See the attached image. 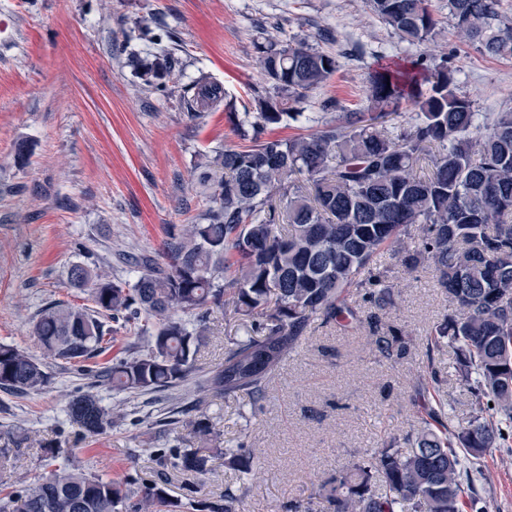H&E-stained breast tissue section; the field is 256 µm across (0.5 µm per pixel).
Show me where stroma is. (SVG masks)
<instances>
[{"instance_id":"35a3bbf8","label":"stroma","mask_w":512,"mask_h":512,"mask_svg":"<svg viewBox=\"0 0 512 512\" xmlns=\"http://www.w3.org/2000/svg\"><path fill=\"white\" fill-rule=\"evenodd\" d=\"M441 29L433 48L457 71V92L478 112L512 109V59L496 60L460 43L446 0H431ZM303 38L337 55L340 66L305 103L321 113L331 98L343 109L367 106V79L377 57L403 61L421 54L401 41L364 0H0V342L42 351L30 334L51 302L82 305L68 270L83 262L117 282L133 280L121 254L158 255L171 224H189L208 206L199 182L202 155L241 146L224 110L190 117L183 93L200 73L221 84L237 112L256 109L262 87L256 45L267 38ZM170 54L176 66L166 92L145 87L138 64ZM380 266L394 286L388 317L411 342L399 362L368 354L365 330L318 326L277 372L260 405L246 398L213 401L208 410L221 445L247 439L259 453V478L215 459L203 476L160 466L178 434L150 425L167 412L164 395L123 402L125 418L107 435L81 438L65 421L67 402L83 381L73 364L48 361L50 384L37 394L0 393V447L19 430L31 439L13 467L0 468V491L15 490L46 470L42 447L63 441L71 462L108 477L121 489L159 479L171 495L223 498L247 487L243 512H284L382 439L422 424L424 405L442 400L449 418L471 412L447 352L425 356L428 329L448 311L430 269L400 266L383 253ZM198 372L222 363L226 336L240 323L211 316ZM442 379L438 394L418 395L428 367ZM480 498L462 512H512V432L481 459L466 460Z\"/></svg>"}]
</instances>
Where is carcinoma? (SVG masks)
I'll return each instance as SVG.
<instances>
[{
  "mask_svg": "<svg viewBox=\"0 0 512 512\" xmlns=\"http://www.w3.org/2000/svg\"><path fill=\"white\" fill-rule=\"evenodd\" d=\"M372 12L410 45L432 41L438 21L427 0H367ZM458 39L484 54L512 59V18L501 0H448ZM268 87L258 111L239 114L224 102L222 85L202 73L187 89L198 116L222 106L244 148L206 159L203 179L216 184L210 205L192 224H170L160 258L125 254L136 279L116 283L98 267L71 266L69 287L91 305L55 302L32 321L44 356L81 363L101 355L112 335L104 319L155 320L128 356L96 368L66 406L69 423L84 438L112 431L124 418L103 404L100 388L115 393L179 392L188 407H174L158 425H174L201 441L218 433L207 415L214 398H265L282 364L316 323L348 329L360 324L356 302L377 310L365 345L387 360L405 357L409 343L385 319L394 288L377 262L386 251L407 269L435 273L452 314L426 336V355L448 350L457 380L472 396L462 422L445 420L428 405L421 429L406 432L321 480L286 512H460L476 494L462 459H479L512 423V110L476 112L455 92L448 57L422 56L381 63L369 74L368 106L344 112L341 123L307 136L278 138L272 127L297 120V104L339 68L336 56L305 40L257 46ZM173 71L165 54L140 65L143 84L166 91ZM408 102L413 112H402ZM432 169L414 167L427 150ZM288 225V232L281 226ZM250 322L247 334L228 340L224 362L196 375L211 313ZM50 382L47 366L27 351L0 343V391L37 394ZM224 463L253 472L256 451L190 448L173 466L202 474ZM61 445L43 447L49 476L0 497V512H118L123 502L112 481L59 461ZM242 496L182 502L156 482L137 492L133 512H238Z\"/></svg>",
  "mask_w": 512,
  "mask_h": 512,
  "instance_id": "carcinoma-1",
  "label": "carcinoma"
}]
</instances>
